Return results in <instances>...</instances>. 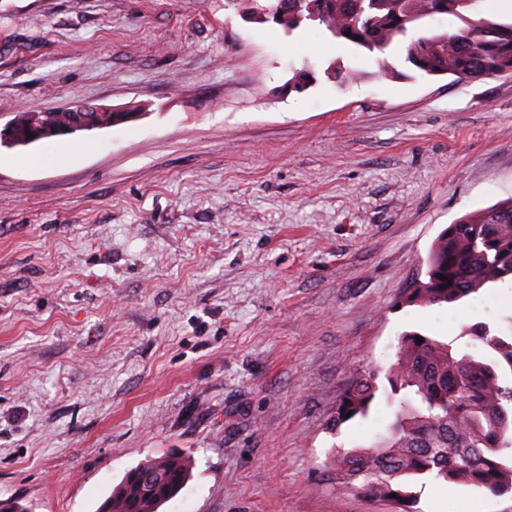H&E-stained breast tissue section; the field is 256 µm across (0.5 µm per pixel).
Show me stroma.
<instances>
[{
  "label": "stroma",
  "mask_w": 512,
  "mask_h": 512,
  "mask_svg": "<svg viewBox=\"0 0 512 512\" xmlns=\"http://www.w3.org/2000/svg\"><path fill=\"white\" fill-rule=\"evenodd\" d=\"M330 43L225 0H0V119L145 107L0 149V500L97 512L175 454L191 478L159 512H397L326 472L385 433L386 398L328 424L401 333L512 332L510 282L401 303L448 224L512 197V75ZM412 489L419 512H512V495ZM131 106L132 105L125 106V107H119V108H114V107L108 108L105 106H93V105H89L86 103H78V104H74L72 107L61 109L58 111H65V112H71V113L87 111V112H93V113H95V115H97V113L106 112L105 114L100 115L101 116L100 122L105 123V127H110V126L129 122V121H127L126 116L119 115V113H113V112H136L137 108L136 107L129 108ZM108 112H110V113H108Z\"/></svg>",
  "instance_id": "obj_1"
}]
</instances>
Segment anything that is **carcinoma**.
Returning a JSON list of instances; mask_svg holds the SVG:
<instances>
[{"instance_id":"cac0c4a2","label":"carcinoma","mask_w":512,"mask_h":512,"mask_svg":"<svg viewBox=\"0 0 512 512\" xmlns=\"http://www.w3.org/2000/svg\"><path fill=\"white\" fill-rule=\"evenodd\" d=\"M245 3L255 23L274 22L290 34L308 24L370 53L383 54L437 15L453 16L459 33L432 34L405 43V61L427 75L481 80L512 74V22L481 15L480 0H230ZM350 35H345V32ZM15 119L49 129L69 124L73 115L24 110ZM445 279H440V276ZM512 282V199L466 214L448 225L432 244L425 279L406 294L405 305L454 304L498 282ZM466 335L479 341L477 357L421 331L401 335L395 362L369 371L344 390L333 429L368 416L384 377L387 402L396 406L387 434L368 447L338 450L331 470L336 485L390 498L399 512H417L416 492L404 479L433 477L464 484L495 497L512 494V335L494 334L476 324ZM421 336L424 342H416ZM163 466L153 495L141 512H158L188 482L185 458H149L135 469ZM133 482L124 475L100 504L126 512ZM396 497H390V494Z\"/></svg>"}]
</instances>
